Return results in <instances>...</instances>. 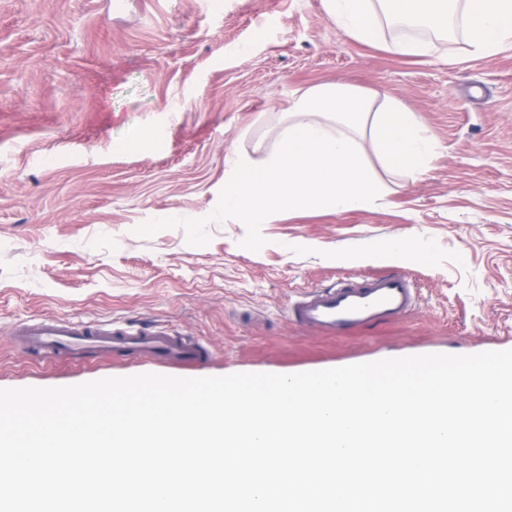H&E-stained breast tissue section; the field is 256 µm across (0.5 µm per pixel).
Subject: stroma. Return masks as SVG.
I'll return each mask as SVG.
<instances>
[{"instance_id":"obj_1","label":"stroma","mask_w":512,"mask_h":512,"mask_svg":"<svg viewBox=\"0 0 512 512\" xmlns=\"http://www.w3.org/2000/svg\"><path fill=\"white\" fill-rule=\"evenodd\" d=\"M360 43L322 0H0V388L107 377L293 374L430 353L512 349V48L456 58ZM378 91L437 148L419 178L372 168L370 209L224 214L225 157L252 153L296 91ZM398 237L426 248L403 320L306 330L288 301L351 277ZM57 316L167 326L200 366L91 354L43 359L13 329Z\"/></svg>"}]
</instances>
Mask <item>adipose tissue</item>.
<instances>
[{"label":"adipose tissue","instance_id":"adipose-tissue-1","mask_svg":"<svg viewBox=\"0 0 512 512\" xmlns=\"http://www.w3.org/2000/svg\"><path fill=\"white\" fill-rule=\"evenodd\" d=\"M329 19L351 39L380 40L382 19L404 22L408 33L387 42L399 56H430L461 22L456 54L488 57L512 43V0H322ZM435 142L417 114L389 96L345 84L307 88L289 106L272 146L255 155L228 153L224 212L242 224L262 223L269 210L321 209L341 213L373 207L384 186L365 160L373 151L393 173L422 176Z\"/></svg>","mask_w":512,"mask_h":512}]
</instances>
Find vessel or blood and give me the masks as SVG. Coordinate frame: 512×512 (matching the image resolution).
<instances>
[{"label": "vessel or blood", "instance_id": "vessel-or-blood-1", "mask_svg": "<svg viewBox=\"0 0 512 512\" xmlns=\"http://www.w3.org/2000/svg\"><path fill=\"white\" fill-rule=\"evenodd\" d=\"M416 305V290L405 273L361 277L341 285L313 289L289 308L293 321L330 336L346 335L368 324L398 321ZM17 347L38 355L80 356L112 350L164 364L196 366L206 362L209 349L190 336L162 326L149 331L132 327L78 325L62 318H36L14 329Z\"/></svg>", "mask_w": 512, "mask_h": 512}]
</instances>
